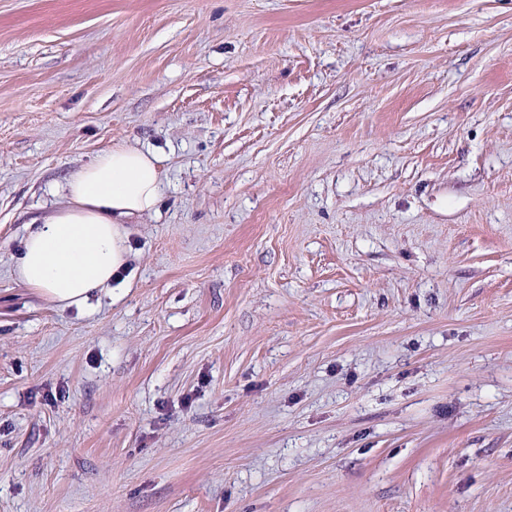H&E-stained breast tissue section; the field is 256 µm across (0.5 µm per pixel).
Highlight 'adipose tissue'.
Wrapping results in <instances>:
<instances>
[{
  "label": "adipose tissue",
  "mask_w": 512,
  "mask_h": 512,
  "mask_svg": "<svg viewBox=\"0 0 512 512\" xmlns=\"http://www.w3.org/2000/svg\"><path fill=\"white\" fill-rule=\"evenodd\" d=\"M160 162L155 151L118 145L72 173L65 206L23 241L19 281L66 308L117 280L129 254L125 222L161 201Z\"/></svg>",
  "instance_id": "ef3b65f1"
}]
</instances>
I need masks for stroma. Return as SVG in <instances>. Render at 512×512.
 <instances>
[{
    "mask_svg": "<svg viewBox=\"0 0 512 512\" xmlns=\"http://www.w3.org/2000/svg\"><path fill=\"white\" fill-rule=\"evenodd\" d=\"M120 143L162 200L60 308ZM0 512H512V0H0ZM160 162L153 150L117 145L72 173L65 206L23 240L19 281L66 308L117 280L129 254L121 224L158 208Z\"/></svg>",
    "mask_w": 512,
    "mask_h": 512,
    "instance_id": "obj_1",
    "label": "stroma"
}]
</instances>
